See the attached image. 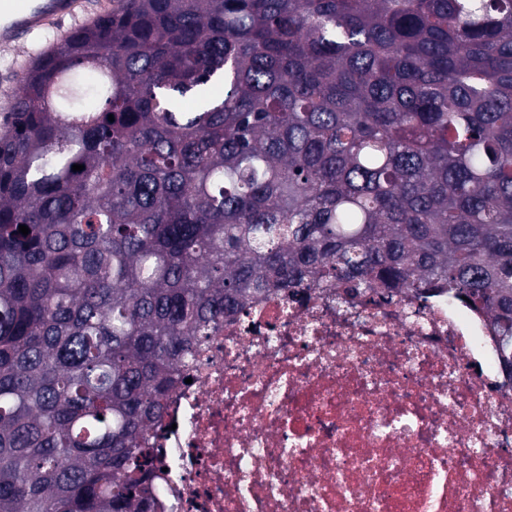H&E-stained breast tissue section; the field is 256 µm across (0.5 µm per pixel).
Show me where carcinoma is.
<instances>
[{
    "label": "carcinoma",
    "instance_id": "carcinoma-1",
    "mask_svg": "<svg viewBox=\"0 0 512 512\" xmlns=\"http://www.w3.org/2000/svg\"><path fill=\"white\" fill-rule=\"evenodd\" d=\"M42 38L0 116V512H155L169 395L286 292L465 296L512 380V0H112Z\"/></svg>",
    "mask_w": 512,
    "mask_h": 512
}]
</instances>
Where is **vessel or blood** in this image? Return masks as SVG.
<instances>
[{
    "label": "vessel or blood",
    "mask_w": 512,
    "mask_h": 512,
    "mask_svg": "<svg viewBox=\"0 0 512 512\" xmlns=\"http://www.w3.org/2000/svg\"><path fill=\"white\" fill-rule=\"evenodd\" d=\"M86 9L85 0H0V44L15 43L26 33L77 17Z\"/></svg>",
    "instance_id": "1"
}]
</instances>
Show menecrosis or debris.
<instances>
[{
  "mask_svg": "<svg viewBox=\"0 0 512 512\" xmlns=\"http://www.w3.org/2000/svg\"><path fill=\"white\" fill-rule=\"evenodd\" d=\"M191 379L153 440L158 512H512V384L447 295L254 302Z\"/></svg>",
  "mask_w": 512,
  "mask_h": 512,
  "instance_id": "1",
  "label": "necrosis or debris"
}]
</instances>
